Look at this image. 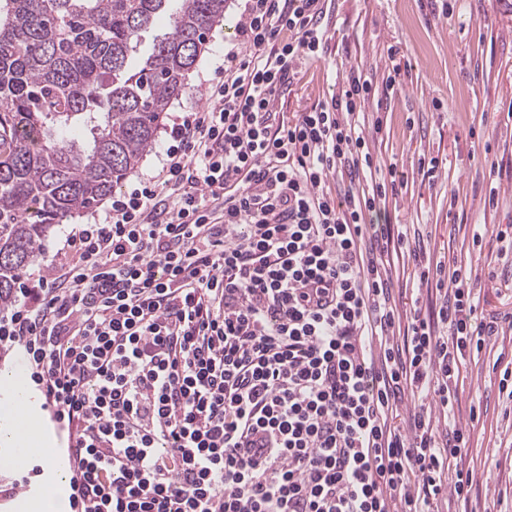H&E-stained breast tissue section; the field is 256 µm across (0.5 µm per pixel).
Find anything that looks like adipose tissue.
<instances>
[{"instance_id": "1", "label": "adipose tissue", "mask_w": 512, "mask_h": 512, "mask_svg": "<svg viewBox=\"0 0 512 512\" xmlns=\"http://www.w3.org/2000/svg\"><path fill=\"white\" fill-rule=\"evenodd\" d=\"M12 372L16 378L21 379L22 384L15 390L10 382L0 380V438L9 440L14 451L8 459L0 460V469H17L28 455L30 437L36 435L46 450V470L52 474L62 473L65 469L64 461L51 450L54 439L46 428L37 394L30 384L24 383L21 367H13Z\"/></svg>"}]
</instances>
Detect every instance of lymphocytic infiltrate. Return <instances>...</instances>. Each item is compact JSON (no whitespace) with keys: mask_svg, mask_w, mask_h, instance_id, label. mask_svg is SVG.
Returning a JSON list of instances; mask_svg holds the SVG:
<instances>
[{"mask_svg":"<svg viewBox=\"0 0 512 512\" xmlns=\"http://www.w3.org/2000/svg\"><path fill=\"white\" fill-rule=\"evenodd\" d=\"M323 4L246 0L251 56L225 52L205 107L170 126L159 174L72 229V261L23 273L0 309V347H23L68 429L71 512H440L470 498L460 371L512 318L483 315L471 272L445 275L406 225L365 223L398 173L354 122L372 94L361 71L278 119L293 70L328 41ZM371 172L370 190L325 189ZM396 255L434 307L398 309Z\"/></svg>","mask_w":512,"mask_h":512,"instance_id":"obj_1","label":"lymphocytic infiltrate"}]
</instances>
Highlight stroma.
I'll use <instances>...</instances> for the list:
<instances>
[{
  "label": "stroma",
  "instance_id": "stroma-1",
  "mask_svg": "<svg viewBox=\"0 0 512 512\" xmlns=\"http://www.w3.org/2000/svg\"><path fill=\"white\" fill-rule=\"evenodd\" d=\"M244 9L245 0H228L187 93L171 104L156 146L122 189L160 171L167 127L175 116L205 105L206 81L225 47L235 44L250 54L238 32ZM326 10L324 53L298 66L277 112L290 120L330 101L338 91L336 70L370 77L375 95L356 122L374 156L395 164L402 179L367 214V223L417 225L433 262L449 271L472 264L484 312L512 314V280L502 276L493 244L472 247L475 232L512 226V0H458L449 13L443 0H329ZM393 69L400 76L391 85ZM424 157L444 161L435 181L419 169ZM501 357H512V338H498L461 374L458 418L472 429L481 466L469 501L452 504L451 512H481L500 491H512V419L503 417L497 392Z\"/></svg>",
  "mask_w": 512,
  "mask_h": 512
}]
</instances>
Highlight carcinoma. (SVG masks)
I'll return each instance as SVG.
<instances>
[{"mask_svg": "<svg viewBox=\"0 0 512 512\" xmlns=\"http://www.w3.org/2000/svg\"><path fill=\"white\" fill-rule=\"evenodd\" d=\"M227 0H0V308L42 242L155 145ZM164 17L168 32L133 53Z\"/></svg>", "mask_w": 512, "mask_h": 512, "instance_id": "obj_1", "label": "carcinoma"}]
</instances>
